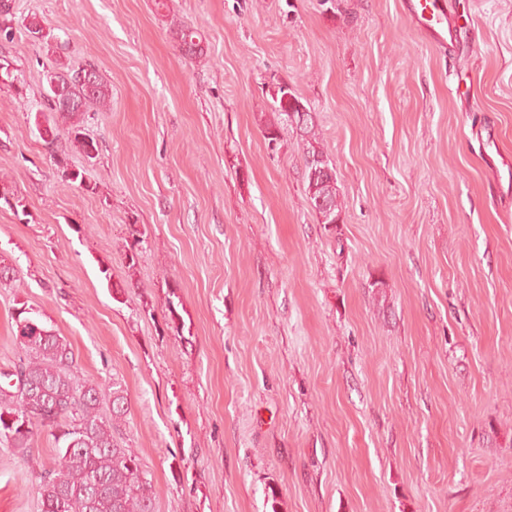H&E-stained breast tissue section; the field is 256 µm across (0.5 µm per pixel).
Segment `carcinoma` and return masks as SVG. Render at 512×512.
<instances>
[{"label":"carcinoma","mask_w":512,"mask_h":512,"mask_svg":"<svg viewBox=\"0 0 512 512\" xmlns=\"http://www.w3.org/2000/svg\"><path fill=\"white\" fill-rule=\"evenodd\" d=\"M177 35L185 54L192 58L203 55L196 29L181 24ZM87 71L94 76L90 83L81 80V73ZM46 79L49 84L56 83L58 90L48 89L35 116L36 126L47 135L45 143L52 145L64 139L92 157L98 144L84 134L76 117L110 100L98 66L53 70ZM299 104L300 99L290 90L277 89L273 97L276 119L264 125L269 145H278L280 124H292L291 113L298 111ZM296 132L304 159L319 158L332 165L321 147L314 120ZM55 164L64 184L85 185L83 172L69 168L65 159L58 158ZM306 194L320 223H339L343 206L336 176L306 184ZM27 313L28 309L21 307L15 323L20 346L17 364L29 388L20 391L0 384V440L25 450L39 431L53 437L55 458L34 475L41 512H154L151 485L139 458L115 440L114 433L129 410L121 383L102 385L80 376L74 371L70 344ZM102 397L112 404L108 418L100 413Z\"/></svg>","instance_id":"carcinoma-1"}]
</instances>
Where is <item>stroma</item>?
<instances>
[{
	"mask_svg": "<svg viewBox=\"0 0 512 512\" xmlns=\"http://www.w3.org/2000/svg\"><path fill=\"white\" fill-rule=\"evenodd\" d=\"M404 2L10 0L0 372L23 303L119 381L154 512H512V0H448L451 49ZM88 63L111 93L91 159L34 124L47 72ZM278 85L313 114L340 224L295 128L268 146ZM54 456L45 432L0 445V512H40ZM177 35L180 40V45L185 54L191 58H196L203 55V47L201 46V39L196 29L187 25L177 26ZM308 168L309 167H307L306 171ZM305 191L312 210H314L319 217L320 224H340L339 221L341 220L343 206L337 186L336 173L331 177H326L316 182L314 191H312L307 171ZM318 198L322 200L323 209L317 205Z\"/></svg>",
	"mask_w": 512,
	"mask_h": 512,
	"instance_id": "stroma-1",
	"label": "stroma"
}]
</instances>
